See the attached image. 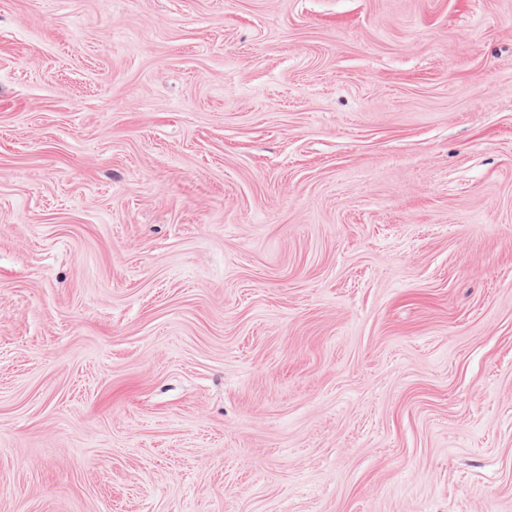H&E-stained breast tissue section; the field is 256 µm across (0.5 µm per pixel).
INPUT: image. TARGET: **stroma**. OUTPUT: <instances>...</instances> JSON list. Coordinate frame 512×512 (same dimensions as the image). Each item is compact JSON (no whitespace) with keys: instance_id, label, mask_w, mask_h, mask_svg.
<instances>
[{"instance_id":"stroma-1","label":"stroma","mask_w":512,"mask_h":512,"mask_svg":"<svg viewBox=\"0 0 512 512\" xmlns=\"http://www.w3.org/2000/svg\"><path fill=\"white\" fill-rule=\"evenodd\" d=\"M0 512H512V0H0Z\"/></svg>"}]
</instances>
